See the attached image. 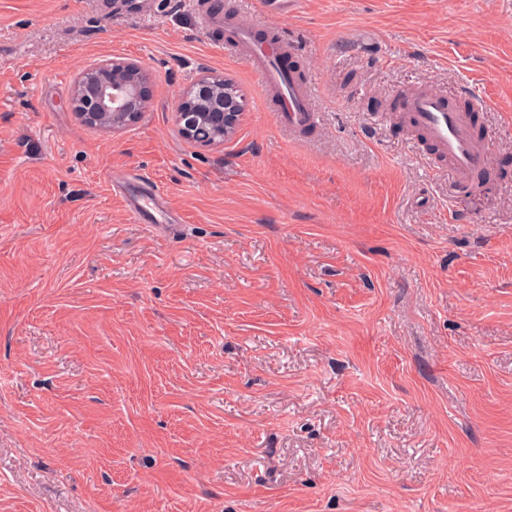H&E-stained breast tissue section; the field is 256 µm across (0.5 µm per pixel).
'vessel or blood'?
Segmentation results:
<instances>
[{
    "mask_svg": "<svg viewBox=\"0 0 512 512\" xmlns=\"http://www.w3.org/2000/svg\"><path fill=\"white\" fill-rule=\"evenodd\" d=\"M225 35L241 50L263 84L273 90L278 119L289 133L318 126L320 116L312 104L311 78L285 64L286 57L297 53L293 44L279 35L255 40L250 28L237 23L228 25ZM394 109L409 118L429 145L435 162L447 168L456 184L466 189L478 185L489 167L490 139L477 134L471 112L459 109L446 94L432 87L398 94ZM124 200L136 223L172 221L164 196L149 178H139Z\"/></svg>",
    "mask_w": 512,
    "mask_h": 512,
    "instance_id": "vessel-or-blood-1",
    "label": "vessel or blood"
}]
</instances>
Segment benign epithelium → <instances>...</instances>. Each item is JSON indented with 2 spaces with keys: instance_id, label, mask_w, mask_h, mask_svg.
<instances>
[{
  "instance_id": "benign-epithelium-1",
  "label": "benign epithelium",
  "mask_w": 512,
  "mask_h": 512,
  "mask_svg": "<svg viewBox=\"0 0 512 512\" xmlns=\"http://www.w3.org/2000/svg\"><path fill=\"white\" fill-rule=\"evenodd\" d=\"M219 74L204 71L195 84L177 95L172 112L179 133L186 139L216 145L215 136L230 138L241 113L230 97L214 100ZM150 75L136 61L112 59L79 74L72 88L71 104L84 123L116 130L136 121L149 102Z\"/></svg>"
}]
</instances>
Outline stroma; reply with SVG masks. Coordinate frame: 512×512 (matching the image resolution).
<instances>
[{
    "instance_id": "1",
    "label": "stroma",
    "mask_w": 512,
    "mask_h": 512,
    "mask_svg": "<svg viewBox=\"0 0 512 512\" xmlns=\"http://www.w3.org/2000/svg\"><path fill=\"white\" fill-rule=\"evenodd\" d=\"M213 3L296 41L317 129L189 0H0V512H512V0ZM113 58L150 105L107 131L71 90ZM206 70L216 146L170 109ZM429 86L480 102L485 193L396 118ZM218 77L224 81L225 88L232 85L224 75L203 71L189 90L182 91L174 99L172 112L178 131L184 138L205 145H216L224 143L223 135L227 140L235 133L242 112L237 111L228 96H224L217 102L214 100V88L218 85ZM198 98L199 109L193 110L195 100ZM199 115L203 116V123L198 120ZM206 125L210 127L213 134L221 136V140L217 141L213 136L210 137ZM206 135L207 138H204ZM134 189L124 195L128 211L138 224H177L180 217H171L167 201L158 186L147 177L137 178Z\"/></svg>"
}]
</instances>
